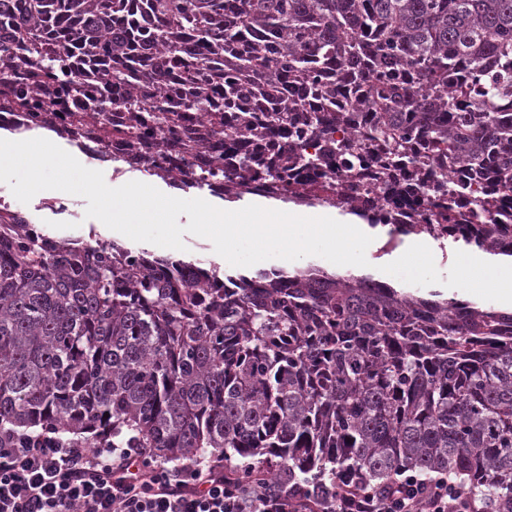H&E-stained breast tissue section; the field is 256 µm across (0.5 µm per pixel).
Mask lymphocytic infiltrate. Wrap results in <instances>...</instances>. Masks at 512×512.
Listing matches in <instances>:
<instances>
[{
    "mask_svg": "<svg viewBox=\"0 0 512 512\" xmlns=\"http://www.w3.org/2000/svg\"><path fill=\"white\" fill-rule=\"evenodd\" d=\"M0 512H486L447 476L400 473L317 482L307 491L267 476L169 467L139 448H85L50 433L0 431Z\"/></svg>",
    "mask_w": 512,
    "mask_h": 512,
    "instance_id": "1",
    "label": "lymphocytic infiltrate"
}]
</instances>
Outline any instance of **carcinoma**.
Returning a JSON list of instances; mask_svg holds the SVG:
<instances>
[{
    "label": "carcinoma",
    "mask_w": 512,
    "mask_h": 512,
    "mask_svg": "<svg viewBox=\"0 0 512 512\" xmlns=\"http://www.w3.org/2000/svg\"><path fill=\"white\" fill-rule=\"evenodd\" d=\"M46 78L81 92L94 70L138 123L184 112L238 130L224 178L288 177L267 197L369 212L308 180L331 156L353 178L403 183L427 163L428 224L454 241L512 242V0H0ZM0 42V88L17 84ZM54 94L35 84L12 103ZM88 110L104 138L108 103ZM361 123L360 137L333 138ZM274 131L281 146L266 144ZM323 144L307 152L308 143ZM486 183L445 188L448 170ZM0 237V426L103 437L172 461L233 451L274 478L383 484L445 473L512 512V312L429 299L309 266L289 275L152 256L97 240L46 242L19 216Z\"/></svg>",
    "instance_id": "carcinoma-1"
}]
</instances>
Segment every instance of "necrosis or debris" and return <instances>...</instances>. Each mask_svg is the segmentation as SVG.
Segmentation results:
<instances>
[{
  "mask_svg": "<svg viewBox=\"0 0 512 512\" xmlns=\"http://www.w3.org/2000/svg\"><path fill=\"white\" fill-rule=\"evenodd\" d=\"M49 127L58 139L75 147L89 164L116 158H136L149 170L168 176L170 183L182 191H190L189 174L205 176L206 190L214 197L224 195V141L234 137L232 129L214 128L208 117L200 112L184 113L177 134L157 126L142 130L137 138L123 136L103 138L95 118L83 124L72 120L71 112L63 106L51 105L46 111L33 113L14 109L9 102L0 103V132L19 134ZM431 190L427 183L417 180L409 192L387 184H378L368 190L370 202L388 207L394 212L427 213Z\"/></svg>",
  "mask_w": 512,
  "mask_h": 512,
  "instance_id": "necrosis-or-debris-1",
  "label": "necrosis or debris"
}]
</instances>
